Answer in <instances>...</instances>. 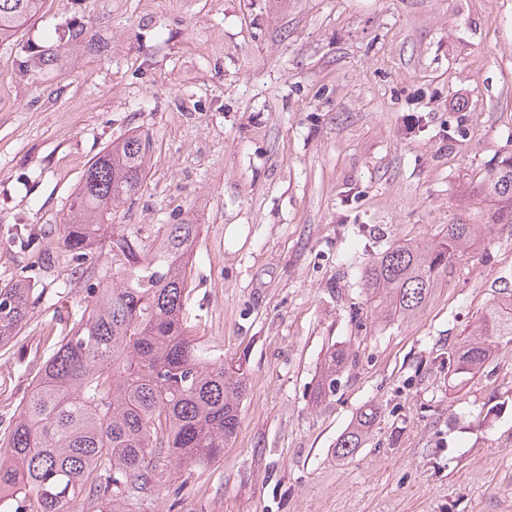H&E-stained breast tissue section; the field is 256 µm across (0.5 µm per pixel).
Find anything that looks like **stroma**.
Wrapping results in <instances>:
<instances>
[{"mask_svg":"<svg viewBox=\"0 0 512 512\" xmlns=\"http://www.w3.org/2000/svg\"><path fill=\"white\" fill-rule=\"evenodd\" d=\"M97 47L20 69L70 18ZM150 140L117 231L191 222L186 331L240 368L220 461L165 474L125 512H512V338L464 386L448 354L512 285L493 229L414 316L374 313L363 268L498 209L477 186L512 156V0H46L0 43V286L36 301L0 343V438L57 336L104 282L59 227L87 163ZM358 353L325 390L332 349ZM378 419L347 457L359 410Z\"/></svg>","mask_w":512,"mask_h":512,"instance_id":"1","label":"stroma"}]
</instances>
